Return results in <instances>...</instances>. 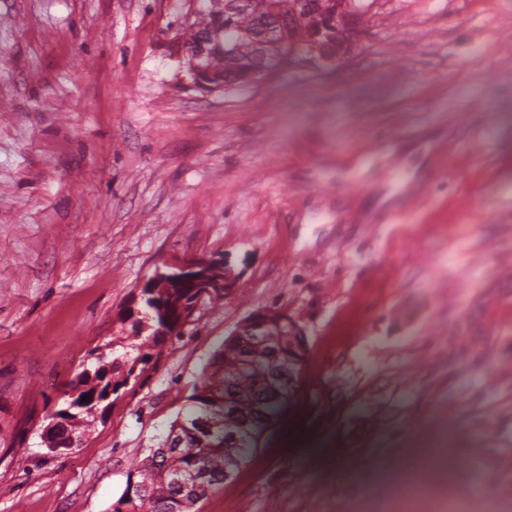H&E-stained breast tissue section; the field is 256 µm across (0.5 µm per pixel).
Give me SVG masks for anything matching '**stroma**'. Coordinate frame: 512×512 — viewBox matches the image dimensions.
I'll use <instances>...</instances> for the list:
<instances>
[{
  "label": "stroma",
  "mask_w": 512,
  "mask_h": 512,
  "mask_svg": "<svg viewBox=\"0 0 512 512\" xmlns=\"http://www.w3.org/2000/svg\"><path fill=\"white\" fill-rule=\"evenodd\" d=\"M195 7L0 0V512H109L261 308L296 321L306 365L198 512L389 507L384 474L443 427L449 499L512 512V0H377L336 67L235 89L190 83L175 27ZM203 254L234 292L48 451L133 295Z\"/></svg>",
  "instance_id": "35a3bbf8"
}]
</instances>
